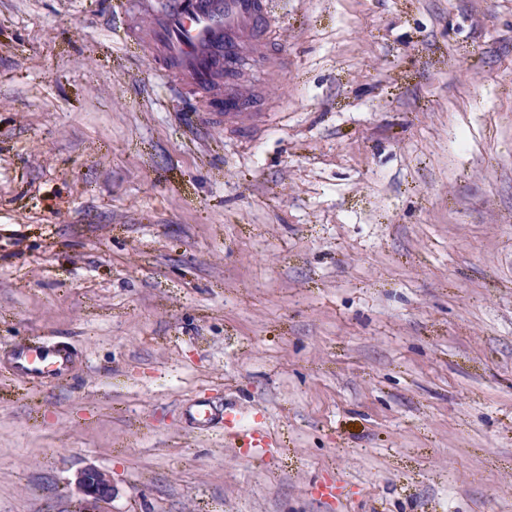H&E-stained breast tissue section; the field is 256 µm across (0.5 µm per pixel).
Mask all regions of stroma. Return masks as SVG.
Wrapping results in <instances>:
<instances>
[{
	"label": "stroma",
	"instance_id": "obj_1",
	"mask_svg": "<svg viewBox=\"0 0 512 512\" xmlns=\"http://www.w3.org/2000/svg\"><path fill=\"white\" fill-rule=\"evenodd\" d=\"M135 5L0 0V512H512V0H281L249 138ZM17 375L24 381L61 378L70 369V356L64 347L22 343L13 350ZM77 487L91 509L82 512H104L102 504L112 499V481L104 472L94 467L81 471L77 477Z\"/></svg>",
	"mask_w": 512,
	"mask_h": 512
}]
</instances>
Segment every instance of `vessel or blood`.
<instances>
[{"label": "vessel or blood", "mask_w": 512, "mask_h": 512, "mask_svg": "<svg viewBox=\"0 0 512 512\" xmlns=\"http://www.w3.org/2000/svg\"><path fill=\"white\" fill-rule=\"evenodd\" d=\"M151 21L138 30V44L164 61L179 86L205 88L212 83L216 59L232 58L277 39L272 24L275 0H141ZM245 94L227 78L224 122L235 127L265 122L262 112H245ZM17 375L25 381L60 378L70 369L65 348L22 343L13 350Z\"/></svg>", "instance_id": "vessel-or-blood-1"}]
</instances>
